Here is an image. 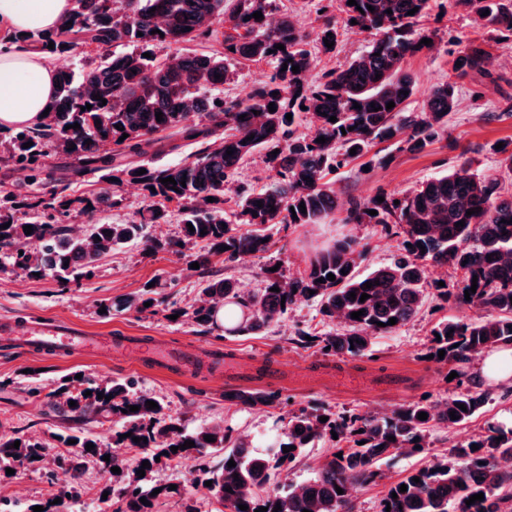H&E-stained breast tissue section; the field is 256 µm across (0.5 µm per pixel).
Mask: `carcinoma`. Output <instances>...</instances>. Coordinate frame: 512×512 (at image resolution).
<instances>
[{
	"label": "carcinoma",
	"mask_w": 512,
	"mask_h": 512,
	"mask_svg": "<svg viewBox=\"0 0 512 512\" xmlns=\"http://www.w3.org/2000/svg\"><path fill=\"white\" fill-rule=\"evenodd\" d=\"M121 2L122 8L111 0H74L72 12L55 30L10 36L11 44H26L43 52L89 48L104 54L93 67L59 71L50 111L41 124L0 128V163L18 168L28 184L34 185L52 149L69 154L85 168L104 170L120 156L140 157L152 148L158 156L162 150L157 145L164 142L175 150L180 148L177 139H199L203 147L179 166L155 165L142 175L137 174L140 165L117 170L110 191L77 197L54 192L46 197L1 187L0 255L31 276L51 274L60 283H71L90 275L102 257L138 241L150 250L175 252L201 242L206 252L194 258L201 265L211 256L235 262L245 254L266 253L270 250L267 235L239 232L236 225L318 224L335 215L339 203L332 183L326 181L330 173L365 155L377 141L394 140L411 152L423 151L444 134L448 116L458 106L457 83L446 82L427 94L420 110L407 109L416 81L403 63L425 48L421 40L427 34L417 29V22L427 13L430 0H356L352 6L348 0H327L319 4L323 33L332 34L330 41L337 42L331 13L337 2L345 26L369 33L371 40L361 55L344 68L325 73L314 86L304 81L313 61L306 36L288 13L276 21L270 18L271 0H231L229 7L226 0ZM370 5L375 10H368ZM415 7L418 11L408 14ZM458 7L497 32L498 40H512V0H448V8ZM486 10L490 14L482 15ZM257 11L263 18L252 17ZM195 41L213 42L220 49L176 52L159 59L162 50ZM51 42L54 47L50 49ZM116 44L132 50L121 55L108 52ZM277 44L285 49L275 48ZM448 44L458 79L485 73L489 60L486 42L465 43L451 37ZM146 53L150 57H144ZM457 61L461 65H455ZM249 62L272 65L270 81L242 98L226 99L218 94L220 87L236 78V67ZM294 66L299 67L296 73L292 72ZM96 95L101 99H94ZM390 101L395 107L388 109ZM271 103L276 107L273 113L268 109ZM88 104L92 108L82 110ZM157 112L163 113L159 122ZM194 112L204 123L189 124ZM288 113L293 120L286 119ZM332 116L336 121H330ZM296 117L309 122L312 133L297 134L292 128ZM74 123L80 128H71ZM118 123L124 130L116 129ZM321 136L326 138L323 144L316 142ZM27 142L32 146L24 147ZM352 148L356 149L353 156ZM276 149L279 153L275 155ZM228 150L232 154H226ZM256 151L265 152L268 163L279 168L280 181L260 188L232 187L236 171ZM168 177L177 185L161 183ZM126 181L140 183L148 191L150 204L139 218L125 224H95L89 242L71 234L66 224L74 215L89 217L103 207L119 205L117 190ZM210 197L215 201H208ZM259 201L263 206H257ZM302 203L304 214L300 212ZM172 206L182 215L181 236L164 244L147 237L146 225L166 220ZM470 209L474 214L468 216ZM371 210L377 214H369ZM461 220L464 226H456ZM343 222L378 224L384 230L399 227L404 255L362 277L357 267L364 258V247L354 238L338 240L315 255L302 274L286 279L277 271H264L262 288L247 295L230 277L206 282L202 304L192 309V319L206 325L212 322L216 305L235 300L248 310L236 331L249 333L269 326L298 301L317 298L324 317L344 323L343 331L318 337L321 350L359 356L369 348L371 337L399 329L420 311L426 299L427 264L450 265L460 273L459 288L455 292L441 288L440 295L446 300H467L479 310L477 317L467 322L447 320L433 330L430 353L436 360L438 352L445 351L441 362L454 365L457 391L443 401L422 397L381 417L330 416L322 422L318 410L301 407L290 416L276 445L258 452L249 441L232 438L220 423L187 430L166 412L161 400L138 391L133 380L100 383L73 377L58 388L52 408L66 429L78 426L75 433L55 434L64 447L75 448L76 455L56 456L53 463L78 475L41 503L44 512H58L57 498L79 502L83 459L104 472L121 469L119 488L106 491L118 493L126 502L124 512H152L154 501L179 493L168 485L151 483L148 474L153 467L160 461H180L212 448L223 451L224 457L216 467L199 470L198 478L212 482L211 490L230 512H255L261 507L273 512L278 504L279 512H352L355 487L378 478L381 462L393 453L417 452L415 446H424V431L430 423L455 425L474 418L488 401V392L476 386L466 368L494 348L512 346V194L505 191L499 178L475 173L464 162L400 197L386 195L381 203L375 197L368 201L352 198ZM6 223L9 227L2 228ZM25 225L32 226L31 234H25ZM203 229L204 235L200 234ZM330 273L335 280L327 279ZM475 277L476 292L467 299L465 291L471 289ZM367 282L372 283L369 289ZM273 287L279 291H271ZM352 292L356 293L353 299ZM364 293L370 298L362 302ZM359 310L364 315L358 320L351 318V313ZM391 318L396 324H388ZM87 391L91 395H85ZM72 401L76 406H70ZM148 401L156 402L158 408L146 406ZM461 404L466 410L459 408ZM131 405L140 410L129 411ZM452 411L459 419H451ZM420 412L427 413V419H417ZM92 419L117 426L113 442L135 452L133 465H123L83 428ZM333 431L337 441L351 439L358 447L333 458L316 476L296 487L279 484V475L292 467L302 449ZM206 435L214 441H205ZM391 436L395 440H389ZM135 437L141 441H133ZM70 440L76 444H68ZM187 440L195 446L181 448ZM15 441L0 433V473L46 460L48 446L42 440H22L17 449L12 447ZM90 443L94 449L88 451ZM474 445L478 449H472ZM173 446L177 447L175 453ZM285 446L293 450L285 453ZM105 455L110 461L103 460ZM511 458L512 425L492 426L456 443L450 455L391 483L380 512H512V465L504 466ZM231 459L236 466L230 468ZM145 460L150 467L140 478L137 470ZM415 477L420 482H414ZM403 484L407 485L405 492L400 491ZM157 488L160 492L155 495ZM339 488L344 493H337ZM479 493L484 494L483 500L465 503ZM142 497L149 504L141 503ZM241 505L248 509L240 510Z\"/></svg>",
	"instance_id": "cac0c4a2"
}]
</instances>
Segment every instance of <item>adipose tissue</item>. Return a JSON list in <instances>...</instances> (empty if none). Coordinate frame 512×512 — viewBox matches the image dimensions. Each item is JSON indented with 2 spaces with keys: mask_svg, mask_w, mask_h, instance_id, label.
Segmentation results:
<instances>
[{
  "mask_svg": "<svg viewBox=\"0 0 512 512\" xmlns=\"http://www.w3.org/2000/svg\"><path fill=\"white\" fill-rule=\"evenodd\" d=\"M71 8L72 0H0V24L13 31H49ZM56 78V64L28 46L0 53V126L42 122Z\"/></svg>",
  "mask_w": 512,
  "mask_h": 512,
  "instance_id": "1",
  "label": "adipose tissue"
}]
</instances>
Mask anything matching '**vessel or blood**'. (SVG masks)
I'll list each match as a JSON object with an SVG mask.
<instances>
[{
    "label": "vessel or blood",
    "mask_w": 512,
    "mask_h": 512,
    "mask_svg": "<svg viewBox=\"0 0 512 512\" xmlns=\"http://www.w3.org/2000/svg\"><path fill=\"white\" fill-rule=\"evenodd\" d=\"M13 333L21 345L49 352L78 350L97 353L111 347L110 342L100 337L90 336L56 323L32 321L14 327Z\"/></svg>",
    "instance_id": "vessel-or-blood-1"
}]
</instances>
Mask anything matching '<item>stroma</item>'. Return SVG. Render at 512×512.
Segmentation results:
<instances>
[{
	"instance_id": "stroma-1",
	"label": "stroma",
	"mask_w": 512,
	"mask_h": 512,
	"mask_svg": "<svg viewBox=\"0 0 512 512\" xmlns=\"http://www.w3.org/2000/svg\"><path fill=\"white\" fill-rule=\"evenodd\" d=\"M307 36L314 61L306 74L317 83L323 73L341 67L366 48L368 33L341 31L336 50H321L322 23L313 0H284ZM420 31L432 38L430 48L406 60L417 82L409 109H418L430 90L447 82L451 74L448 38H480L491 44L489 76H475L458 83L459 106L448 117V133L415 153L391 142L375 143L364 156L333 174L331 180L340 203L349 199L368 200L378 194L401 195L421 181L453 170L467 161L479 174L500 173L499 146L512 150V41L495 42L493 33L475 24L464 10H447L445 0H432L419 22ZM49 177L36 185L38 193H49L72 183L76 194L103 188L101 174L86 175L74 182L76 162L63 151H51ZM121 202L79 219L74 231L88 233L91 221L121 224L134 218L149 203L141 186L124 183ZM273 243L270 254H261L231 264L212 259L207 269L191 268L188 257L160 250L145 253L130 246L103 257L94 275L80 283L62 287L50 276L29 277L10 264L0 265V325L37 320L62 322L97 336H132L138 341L168 345L192 360L190 369L175 373L138 361L135 356H92L78 351L44 353L22 348L15 336L0 332V433L36 437L51 450L59 444L51 437L58 428L48 416L51 395L63 379L85 374L99 381L136 380L141 390L158 396L169 413L193 429L216 421L266 448L280 437L288 415L301 407L318 408L338 415L383 416L420 397L440 401L455 389L448 381V364L430 359L431 331L443 320L469 321L478 310L465 303L444 301L430 295L419 314L394 332L372 337L364 355L336 356L321 351L318 335L339 330L320 313L317 300L298 302L278 321L255 334L229 332L210 324L197 325L184 316V309L200 298V283L207 274L237 280L243 291L259 288L262 269L275 263L283 276L304 270L321 249L343 236L364 244L365 258L359 274L389 263L401 248V235L383 231L374 224H345L332 216L320 224H272L267 228ZM165 283V304L141 310L119 308V301L138 299L146 285ZM111 312H101V305ZM487 403L471 421L427 429L423 453H395L381 464L384 479L357 486L352 493L354 512H380L390 483L403 478L431 459L449 455L455 443L488 427L512 424V379L483 382ZM265 392L274 399L266 405L240 401L244 392ZM217 454L189 458L156 468V484H174L178 495L159 499L154 512H225L223 505L204 484L195 480L199 464L217 466ZM68 480L58 467L29 468L16 475L0 474V500L29 506L45 501L53 484Z\"/></svg>"
}]
</instances>
